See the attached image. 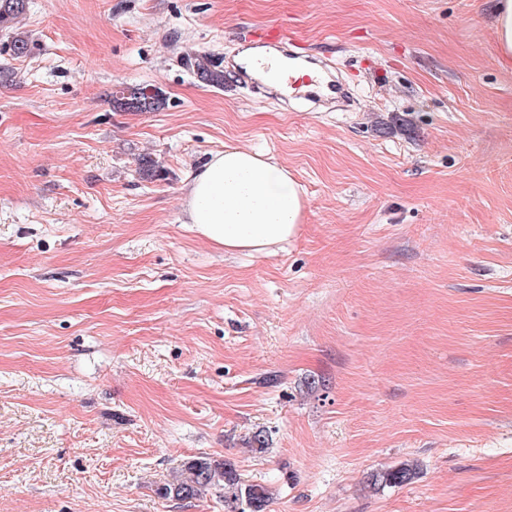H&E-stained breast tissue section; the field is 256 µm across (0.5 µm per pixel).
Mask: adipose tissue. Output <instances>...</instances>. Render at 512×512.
<instances>
[{
	"label": "adipose tissue",
	"mask_w": 512,
	"mask_h": 512,
	"mask_svg": "<svg viewBox=\"0 0 512 512\" xmlns=\"http://www.w3.org/2000/svg\"><path fill=\"white\" fill-rule=\"evenodd\" d=\"M498 65L512 70V0H492ZM188 224L228 253L270 255L302 222L305 195L285 167L237 147L212 153L183 190Z\"/></svg>",
	"instance_id": "ef3b65f1"
}]
</instances>
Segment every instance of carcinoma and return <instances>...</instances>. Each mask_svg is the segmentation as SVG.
<instances>
[{"mask_svg": "<svg viewBox=\"0 0 512 512\" xmlns=\"http://www.w3.org/2000/svg\"><path fill=\"white\" fill-rule=\"evenodd\" d=\"M27 0H0V31L7 30L25 14ZM193 73L207 84L224 86V71L216 69L206 55L189 61ZM148 87L134 88L121 97L113 98L115 107L125 112H153L164 105L160 94L150 95ZM417 475V465L403 462L393 468L375 473L369 478L373 486H396L411 482ZM218 488L223 491L224 506L228 512H266L271 500L264 484L247 483L229 463L207 456H198L185 462L173 481L159 489L164 498L192 499L202 492Z\"/></svg>", "mask_w": 512, "mask_h": 512, "instance_id": "1", "label": "carcinoma"}]
</instances>
